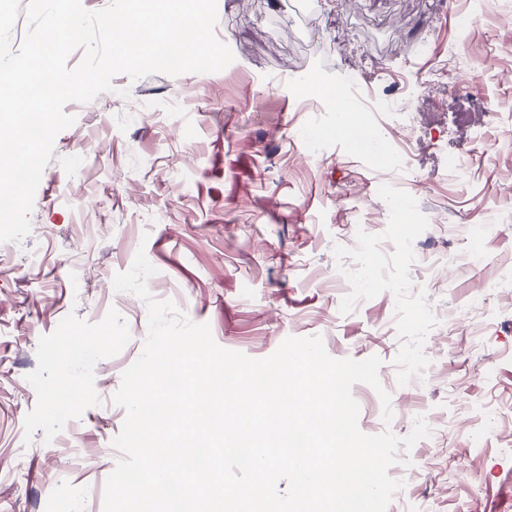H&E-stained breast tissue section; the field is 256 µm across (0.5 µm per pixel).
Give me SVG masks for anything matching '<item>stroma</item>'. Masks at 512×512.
Returning <instances> with one entry per match:
<instances>
[{"instance_id":"stroma-1","label":"stroma","mask_w":512,"mask_h":512,"mask_svg":"<svg viewBox=\"0 0 512 512\" xmlns=\"http://www.w3.org/2000/svg\"><path fill=\"white\" fill-rule=\"evenodd\" d=\"M235 60L215 73L116 75L71 102L35 193L31 232L0 243V512H103L112 397L141 354L147 306L113 277L144 249L151 296L208 323L255 359L290 336L329 356H379L391 394L355 384L359 427L429 437L400 451L388 512H512V0H217ZM476 13L460 31L459 12ZM484 108L462 122L447 85L425 79L462 43ZM382 103L405 73L418 111L393 148L411 157L413 208L393 221L376 195L387 165L336 132L289 83L335 97L343 71ZM469 157L465 185L448 160ZM366 208L351 224L349 200ZM500 233L477 235L487 216ZM473 240L491 264L460 257ZM479 308H472L475 292ZM484 431L481 442L472 435ZM456 453L460 476L448 478Z\"/></svg>"}]
</instances>
